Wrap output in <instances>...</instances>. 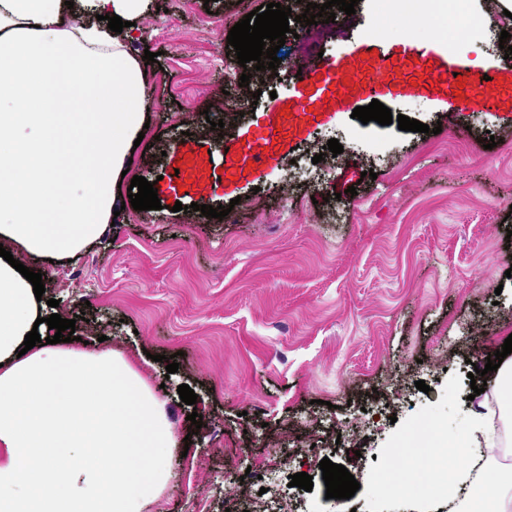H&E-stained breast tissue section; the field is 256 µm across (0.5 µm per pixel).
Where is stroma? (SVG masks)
<instances>
[{
    "mask_svg": "<svg viewBox=\"0 0 512 512\" xmlns=\"http://www.w3.org/2000/svg\"><path fill=\"white\" fill-rule=\"evenodd\" d=\"M268 2L150 0L129 46L157 55L143 63L149 127L120 183L154 182L161 209L126 207L69 262L5 248L58 300L45 314L129 360L190 438L144 512H449L438 496L376 498L369 487L396 480L388 451L406 447L421 416L444 440L466 428L468 374L512 335V108L382 93L426 135L353 119L364 96L294 105L299 73L360 80L372 74L364 59L412 49L476 77L495 71L512 18L500 0H467L477 27L452 44L429 19L408 36L386 20V0H359L329 24L299 20L278 70L243 88L224 76L227 35ZM256 91L252 111L235 112L236 96ZM332 138L341 154L326 151ZM202 204L231 211L208 218ZM173 354L170 375L161 358ZM182 384L196 405L181 401ZM325 458L354 475L353 497L326 498ZM250 467L267 474V492L234 484ZM300 471L312 491L290 486Z\"/></svg>",
    "mask_w": 512,
    "mask_h": 512,
    "instance_id": "stroma-1",
    "label": "stroma"
}]
</instances>
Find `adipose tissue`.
Here are the masks:
<instances>
[{
  "mask_svg": "<svg viewBox=\"0 0 512 512\" xmlns=\"http://www.w3.org/2000/svg\"><path fill=\"white\" fill-rule=\"evenodd\" d=\"M0 0V242L76 257L104 232L146 110L142 66L126 49L147 0ZM99 15L81 22L78 11ZM127 21L112 32L107 16ZM32 284L0 258V512H143L170 477L178 440L122 357L23 342L40 317ZM474 418L434 448L467 512H512V480Z\"/></svg>",
  "mask_w": 512,
  "mask_h": 512,
  "instance_id": "adipose-tissue-1",
  "label": "adipose tissue"
}]
</instances>
